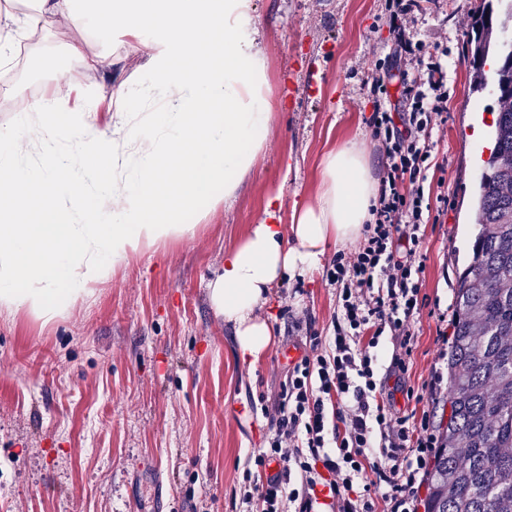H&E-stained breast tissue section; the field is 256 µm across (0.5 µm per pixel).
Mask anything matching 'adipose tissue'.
I'll list each match as a JSON object with an SVG mask.
<instances>
[{"label":"adipose tissue","mask_w":512,"mask_h":512,"mask_svg":"<svg viewBox=\"0 0 512 512\" xmlns=\"http://www.w3.org/2000/svg\"><path fill=\"white\" fill-rule=\"evenodd\" d=\"M253 10V0H25L22 16L0 36L2 64L17 39L56 17L92 21L100 32L160 27L171 46L160 81L147 91L162 110L160 133L131 125L109 135L84 118L97 99L76 111L47 96L27 106L48 118L37 167L16 165L17 134L0 132V170L13 174L0 181L1 307L52 320L111 266L192 237L189 214L205 216L234 196L265 149L274 114L263 92L265 61L248 28ZM63 139L77 143L82 158L61 153ZM375 195L363 151L331 147L314 199L293 208L287 224L266 209V222L225 253L209 297L216 315L235 324L243 358L259 361L272 343L270 325L256 314L270 288L287 273L316 269L328 244L356 242Z\"/></svg>","instance_id":"obj_1"}]
</instances>
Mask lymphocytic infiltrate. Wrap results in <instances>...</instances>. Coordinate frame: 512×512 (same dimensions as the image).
Segmentation results:
<instances>
[{"label": "lymphocytic infiltrate", "instance_id": "lymphocytic-infiltrate-1", "mask_svg": "<svg viewBox=\"0 0 512 512\" xmlns=\"http://www.w3.org/2000/svg\"><path fill=\"white\" fill-rule=\"evenodd\" d=\"M415 0H387L394 43L426 59L424 74L372 72L378 92L398 79L395 106L376 101L369 119L382 145L383 176L364 241L337 254L326 282L338 291L332 333L314 336L309 350L289 368L279 415L263 439L257 466L276 463L269 476L245 474L239 512H417L421 488L437 446L436 424L419 425L397 411L387 375H402L413 340L409 326L420 303L423 192L404 182L423 180L431 133L447 109V71L438 53L411 41L407 23ZM392 345L383 359L382 338Z\"/></svg>", "mask_w": 512, "mask_h": 512}]
</instances>
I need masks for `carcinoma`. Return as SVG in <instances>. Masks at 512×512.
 Returning <instances> with one entry per match:
<instances>
[{
	"label": "carcinoma",
	"mask_w": 512,
	"mask_h": 512,
	"mask_svg": "<svg viewBox=\"0 0 512 512\" xmlns=\"http://www.w3.org/2000/svg\"><path fill=\"white\" fill-rule=\"evenodd\" d=\"M512 3L482 9L469 36L476 87L498 88L493 147L478 176V229L457 276L448 340V419L424 512H512ZM495 54V68L484 65Z\"/></svg>",
	"instance_id": "obj_1"
}]
</instances>
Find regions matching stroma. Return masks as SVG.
Returning a JSON list of instances; mask_svg holds the SVG:
<instances>
[{"label":"stroma","mask_w":512,"mask_h":512,"mask_svg":"<svg viewBox=\"0 0 512 512\" xmlns=\"http://www.w3.org/2000/svg\"><path fill=\"white\" fill-rule=\"evenodd\" d=\"M478 4L418 0L412 15L419 39L447 50L449 63L447 114L433 130L422 183L438 216L423 226L413 351L401 381H386L402 384L397 407L417 419L436 408L427 386L444 366L453 290L474 237L475 175L498 110L494 95L474 91L469 79L466 41ZM251 25L277 110L269 148L235 196L199 221L193 237L117 264L55 321L0 308V512H236L243 475L274 427L291 357L303 354L307 337L329 335L338 297L324 270L338 245H329L321 270L272 288L259 314L273 341L255 364L242 360L208 285L268 198L285 224L294 203L314 198L328 147L357 143L381 179L368 119L377 96L371 71L392 63L385 0H254ZM82 35L56 20L45 55L0 67V129L19 127L20 156L36 155L40 121L25 110L47 90L71 107L103 96L89 119L105 131L155 111L143 101L120 114L110 96L156 82L168 35L113 28L92 45L109 58L95 71L65 52ZM295 321L299 331L289 332Z\"/></svg>","instance_id":"1"}]
</instances>
